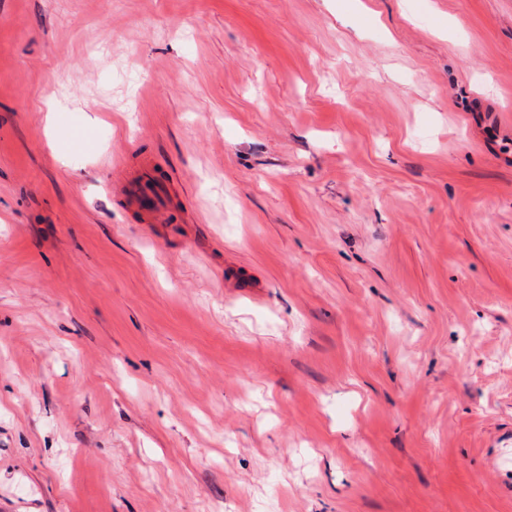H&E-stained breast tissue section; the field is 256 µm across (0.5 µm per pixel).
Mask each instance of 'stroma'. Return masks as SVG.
I'll return each mask as SVG.
<instances>
[{"label":"stroma","mask_w":512,"mask_h":512,"mask_svg":"<svg viewBox=\"0 0 512 512\" xmlns=\"http://www.w3.org/2000/svg\"><path fill=\"white\" fill-rule=\"evenodd\" d=\"M0 512H512V0H0ZM120 190L132 206L150 218L167 211L169 184L147 164L125 180Z\"/></svg>","instance_id":"obj_1"}]
</instances>
